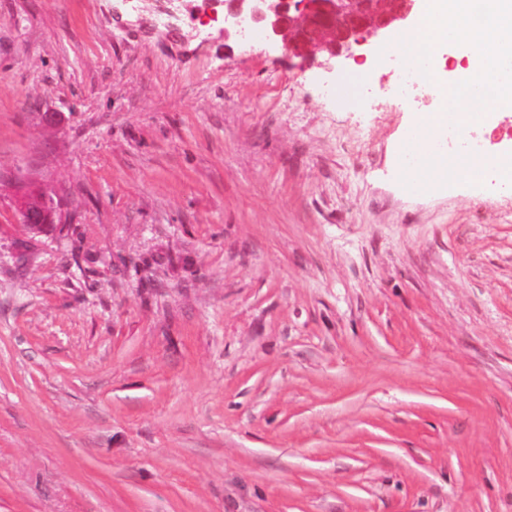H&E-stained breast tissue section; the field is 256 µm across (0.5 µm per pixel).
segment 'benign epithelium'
Returning a JSON list of instances; mask_svg holds the SVG:
<instances>
[{
  "label": "benign epithelium",
  "instance_id": "benign-epithelium-1",
  "mask_svg": "<svg viewBox=\"0 0 512 512\" xmlns=\"http://www.w3.org/2000/svg\"><path fill=\"white\" fill-rule=\"evenodd\" d=\"M426 0H204L224 7V38L237 37L242 24L261 27L269 42L304 62L320 57L343 65L374 58L402 29L414 27ZM46 187L28 188L17 198L19 223L38 232L55 223L57 206Z\"/></svg>",
  "mask_w": 512,
  "mask_h": 512
}]
</instances>
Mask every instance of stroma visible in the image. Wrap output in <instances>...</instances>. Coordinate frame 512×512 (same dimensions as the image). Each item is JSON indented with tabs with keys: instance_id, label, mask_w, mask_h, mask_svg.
<instances>
[{
	"instance_id": "stroma-1",
	"label": "stroma",
	"mask_w": 512,
	"mask_h": 512,
	"mask_svg": "<svg viewBox=\"0 0 512 512\" xmlns=\"http://www.w3.org/2000/svg\"><path fill=\"white\" fill-rule=\"evenodd\" d=\"M203 9L0 0V512H512V195ZM46 187L25 189L17 198L19 223L30 232H39L44 225L55 224L57 206L54 202L49 205L48 198L57 192Z\"/></svg>"
}]
</instances>
